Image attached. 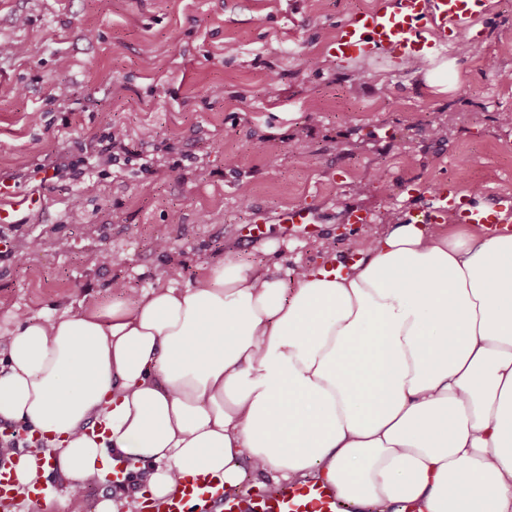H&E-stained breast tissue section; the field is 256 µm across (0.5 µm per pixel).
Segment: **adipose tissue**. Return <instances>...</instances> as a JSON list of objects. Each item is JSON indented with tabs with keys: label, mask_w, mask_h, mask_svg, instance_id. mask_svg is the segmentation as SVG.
<instances>
[{
	"label": "adipose tissue",
	"mask_w": 512,
	"mask_h": 512,
	"mask_svg": "<svg viewBox=\"0 0 512 512\" xmlns=\"http://www.w3.org/2000/svg\"><path fill=\"white\" fill-rule=\"evenodd\" d=\"M336 271L229 255L186 288L24 320L0 416L47 440L78 496L115 459L146 495L198 474L308 478L357 512H512V234L404 219Z\"/></svg>",
	"instance_id": "1"
}]
</instances>
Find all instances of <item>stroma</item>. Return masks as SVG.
I'll use <instances>...</instances> for the list:
<instances>
[{
  "label": "stroma",
  "instance_id": "1",
  "mask_svg": "<svg viewBox=\"0 0 512 512\" xmlns=\"http://www.w3.org/2000/svg\"><path fill=\"white\" fill-rule=\"evenodd\" d=\"M376 2L0 0V39L23 48L0 59V205L33 203L20 230L0 227V333L107 301L116 281L190 286L229 252L284 279L353 258L445 180L512 197V0H491L472 50L438 77L424 61L395 72L328 55L338 22ZM61 82L69 100L52 98ZM114 127L127 151L94 152ZM353 209L374 223H347ZM299 210L306 223H289ZM42 483L49 501L30 512L135 494L104 479L67 501L55 469Z\"/></svg>",
  "mask_w": 512,
  "mask_h": 512
}]
</instances>
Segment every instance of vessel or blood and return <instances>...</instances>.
<instances>
[{
  "label": "vessel or blood",
  "instance_id": "obj_1",
  "mask_svg": "<svg viewBox=\"0 0 512 512\" xmlns=\"http://www.w3.org/2000/svg\"><path fill=\"white\" fill-rule=\"evenodd\" d=\"M488 0H381L379 6L356 9L339 23L327 45L329 56L342 63H379L395 69L407 60L441 61L451 46L470 35L487 13ZM423 223L501 225L512 233V200L493 203L462 198L450 182L438 184L420 211ZM11 432L0 433V512H18L9 444ZM336 487L321 480L282 484L274 494L229 492L221 478L198 475L178 493L144 501V512H342Z\"/></svg>",
  "mask_w": 512,
  "mask_h": 512
}]
</instances>
